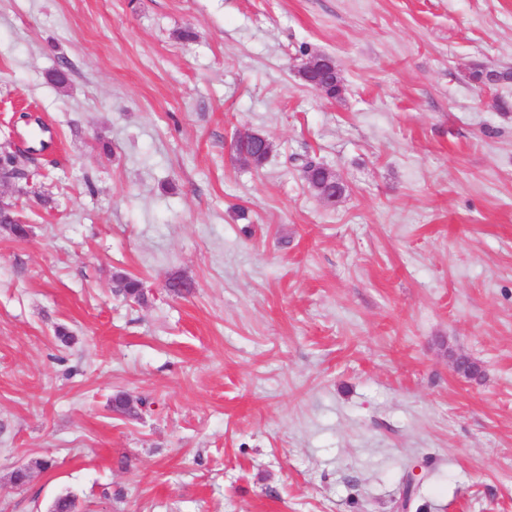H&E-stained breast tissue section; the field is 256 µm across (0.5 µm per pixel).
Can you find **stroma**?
<instances>
[{
    "label": "stroma",
    "mask_w": 512,
    "mask_h": 512,
    "mask_svg": "<svg viewBox=\"0 0 512 512\" xmlns=\"http://www.w3.org/2000/svg\"><path fill=\"white\" fill-rule=\"evenodd\" d=\"M481 66L512 0H0L30 227H0V512H397L410 476V512H512V81ZM329 55L324 53L310 54L298 67L297 73L301 79L314 90L319 91L322 88L320 84L326 71L337 70L335 61L328 60ZM238 146L240 149V158L245 160L250 157V152L256 148H262L264 150H256L252 153L250 160L246 162L252 164L254 167L259 168L262 167L269 158V153L271 148L266 149L270 142L265 138L260 136L259 139L253 137L252 134H241L236 137L234 141V146ZM305 179L308 187L312 188L318 196L332 195L336 192V183L333 184L332 180H327L323 176L320 165L308 163L305 166Z\"/></svg>",
    "instance_id": "35a3bbf8"
}]
</instances>
